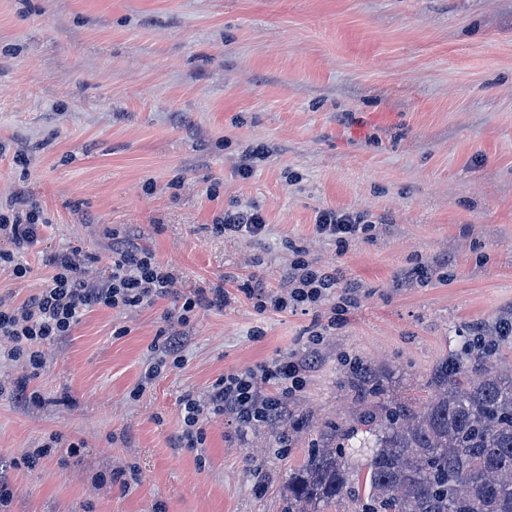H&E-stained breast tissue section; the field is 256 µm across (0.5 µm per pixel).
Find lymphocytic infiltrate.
<instances>
[{
  "label": "lymphocytic infiltrate",
  "mask_w": 512,
  "mask_h": 512,
  "mask_svg": "<svg viewBox=\"0 0 512 512\" xmlns=\"http://www.w3.org/2000/svg\"><path fill=\"white\" fill-rule=\"evenodd\" d=\"M46 225L42 211L28 198L1 212L0 235L5 241L0 244V268L11 269L18 278L29 274V267L19 256L35 246ZM374 226L369 214L324 209L318 213L315 231L343 248L368 236ZM47 263L53 274L38 294L19 303L0 302V339L9 342L0 355L21 365L31 377L45 366L43 345L69 336L89 310L137 309L173 295V276L129 235L113 244L112 263L100 282L86 278L74 253L51 256ZM288 282V297L275 301L281 310L322 303L334 294L337 285L334 273L313 266L301 256L291 263ZM307 367L306 360L280 357L247 371L225 373L207 402L185 395L182 441L186 447H198L203 442L204 421L228 411L245 425H261L281 416L289 393L303 388ZM262 385L271 389L264 397L258 393Z\"/></svg>",
  "instance_id": "f902f5d3"
}]
</instances>
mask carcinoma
I'll use <instances>...</instances> for the list:
<instances>
[{"instance_id": "obj_1", "label": "carcinoma", "mask_w": 512, "mask_h": 512, "mask_svg": "<svg viewBox=\"0 0 512 512\" xmlns=\"http://www.w3.org/2000/svg\"><path fill=\"white\" fill-rule=\"evenodd\" d=\"M369 373L361 411L288 474L282 512H512V368L445 360L421 406L382 402Z\"/></svg>"}]
</instances>
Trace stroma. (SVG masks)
<instances>
[{
  "mask_svg": "<svg viewBox=\"0 0 512 512\" xmlns=\"http://www.w3.org/2000/svg\"><path fill=\"white\" fill-rule=\"evenodd\" d=\"M21 193L50 225L29 276L0 269V300L73 247L99 280L131 232L200 304L184 324L170 298L88 312L35 378L0 362V385L38 394L0 395V512H281L358 409V363L422 403L439 363L512 320V0H0V211ZM245 208L261 237L215 232ZM324 209L376 226L340 250L314 232ZM296 246L335 296L281 312L240 292H285ZM174 328L182 364L132 397ZM288 355L311 365L281 417H211L183 447V395Z\"/></svg>",
  "mask_w": 512,
  "mask_h": 512,
  "instance_id": "stroma-1",
  "label": "stroma"
}]
</instances>
